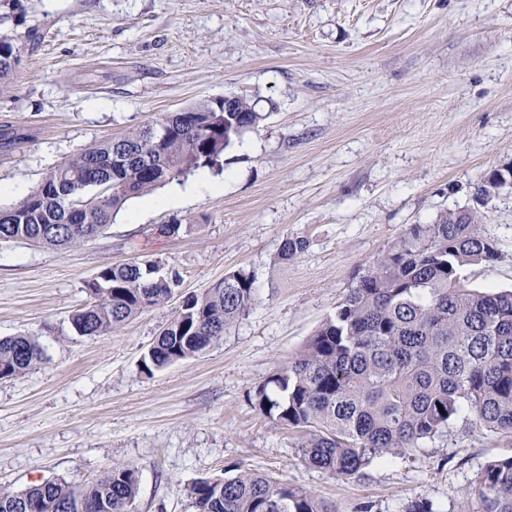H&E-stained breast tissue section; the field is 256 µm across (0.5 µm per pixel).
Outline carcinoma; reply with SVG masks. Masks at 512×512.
Returning <instances> with one entry per match:
<instances>
[{"label": "carcinoma", "mask_w": 512, "mask_h": 512, "mask_svg": "<svg viewBox=\"0 0 512 512\" xmlns=\"http://www.w3.org/2000/svg\"><path fill=\"white\" fill-rule=\"evenodd\" d=\"M38 26L0 34V92ZM237 111L205 101L164 112L158 138L147 125L101 140L50 171L29 195L0 209V240L67 248L103 233L125 203L200 167L220 165L224 151L262 118L243 97ZM491 170L474 187L486 205L502 189ZM303 236L283 240L288 260ZM497 243L475 209L448 210L412 224L355 276L345 299L299 354L254 390L259 412L303 434L302 455L315 468L359 477L375 460L406 452L450 428L459 416L512 438V290L484 292L463 271L492 264ZM177 275L150 261L102 268L88 283L91 301L72 328L104 336L147 309L167 303ZM253 274L237 270L188 297L140 363L147 375L191 358L221 340L251 307ZM45 360L32 336L0 338V377L24 375ZM139 469L117 464L93 482L46 481L23 492L0 490V512H133ZM478 512H512V455L480 472L468 491ZM195 512H335L308 490L250 469L196 480Z\"/></svg>", "instance_id": "cac0c4a2"}]
</instances>
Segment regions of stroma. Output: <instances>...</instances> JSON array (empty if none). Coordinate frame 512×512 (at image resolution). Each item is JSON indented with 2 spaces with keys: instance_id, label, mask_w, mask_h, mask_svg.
Segmentation results:
<instances>
[{
  "instance_id": "stroma-1",
  "label": "stroma",
  "mask_w": 512,
  "mask_h": 512,
  "mask_svg": "<svg viewBox=\"0 0 512 512\" xmlns=\"http://www.w3.org/2000/svg\"><path fill=\"white\" fill-rule=\"evenodd\" d=\"M44 30L0 93V207L91 144L164 112L245 96L262 119L169 206L128 201L68 248L0 242V338L46 358L0 379V489L88 483L137 466L134 512H193L199 478L239 464L336 512H477L467 497L512 440L457 419L407 454L344 478L305 463L297 431L252 404L343 300L359 266L413 224L475 206L512 161V0H16L6 30ZM500 260L472 288L512 289V188L479 207ZM178 223L177 235L156 229ZM306 237L298 256L281 243ZM145 257L178 275L172 299L107 336L72 314L104 266ZM256 300L202 353L148 376L140 360L182 301L234 270ZM509 173L512 177V167L506 166L504 170L496 171L490 170L487 175L481 179L474 187V198L481 201L479 205H486L492 197L503 188L504 183L500 180L499 174Z\"/></svg>"
}]
</instances>
